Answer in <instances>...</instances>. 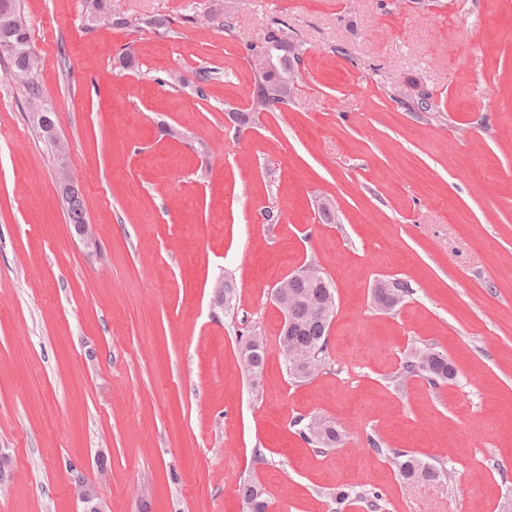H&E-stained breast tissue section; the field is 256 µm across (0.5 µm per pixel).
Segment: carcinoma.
Segmentation results:
<instances>
[{"instance_id": "carcinoma-1", "label": "carcinoma", "mask_w": 512, "mask_h": 512, "mask_svg": "<svg viewBox=\"0 0 512 512\" xmlns=\"http://www.w3.org/2000/svg\"><path fill=\"white\" fill-rule=\"evenodd\" d=\"M83 11L89 23L107 21L116 28H128L133 22L128 18L112 14L107 6V0H82ZM0 40L11 43V51L1 55L0 62L9 65L14 76L23 80L26 89L28 121L39 130L43 138L55 150L59 159L67 157L68 149L64 141L57 135L56 121L44 120V113L52 108L44 103L38 83L30 75L27 66L31 58L30 33L25 17L21 13L19 0H0ZM304 48L295 31L288 23L274 18L263 29L260 41L249 46L247 61L251 64L255 77V89L251 98L263 101V109L267 112L282 110L289 105L303 83L302 65ZM172 85H192L197 93H203L202 85L213 79V71L198 69L189 78L181 72L170 76ZM60 193L65 206L68 223L76 232L83 236L81 225L87 223L86 211L80 189L68 181L60 184ZM326 287L315 286L306 281L298 280L293 283L290 292L296 302L295 325L284 327L279 338L286 340L295 349L308 354L315 363L316 372L321 374L328 368L326 358L330 321L318 315L317 309L307 306V302L321 299L328 292H335L330 279H325ZM409 293L408 284L399 280H384L376 284L373 298L386 299L387 308L393 309L400 304ZM240 348H250L254 354L251 367L244 371L257 377L261 374L266 357V344L263 338L256 335H240ZM402 375L406 377H425L432 383L446 382L453 379L454 370L448 358L430 351L417 350L409 353L402 364ZM301 434L308 443L326 450L336 447L341 440L339 430L328 434H314L311 423H305ZM394 464L405 480L415 478L435 479L440 472L424 463L420 458L404 453H396ZM264 489L257 483H247L242 486V495L248 512H266L268 502L264 497Z\"/></svg>"}]
</instances>
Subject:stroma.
Instances as JSON below:
<instances>
[{"label":"stroma","mask_w":512,"mask_h":512,"mask_svg":"<svg viewBox=\"0 0 512 512\" xmlns=\"http://www.w3.org/2000/svg\"><path fill=\"white\" fill-rule=\"evenodd\" d=\"M162 29L89 24L81 0H21L32 74L68 146L59 163L0 63V512H76L72 479H100L112 512H502L512 500V0H108ZM304 43V84L237 133L245 59L268 18ZM133 55L124 65V52ZM205 67L203 95L170 87ZM429 92L416 112L393 85ZM177 136H170V129ZM78 185L92 241L58 191ZM339 221L323 223L320 197ZM273 208L275 224L262 214ZM317 261L336 313L329 367L290 379L276 283ZM238 285L234 316L212 308ZM381 279L408 283L379 310ZM267 350L259 377L239 335ZM455 377L405 378L409 352ZM344 433L318 451L299 419ZM107 454L99 478L97 450ZM407 452L444 467L404 482Z\"/></svg>","instance_id":"1"}]
</instances>
